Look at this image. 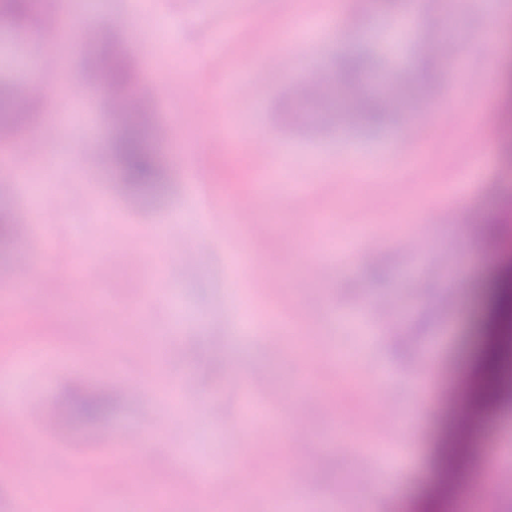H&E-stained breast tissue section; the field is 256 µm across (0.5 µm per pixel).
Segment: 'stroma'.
<instances>
[{
    "label": "stroma",
    "mask_w": 512,
    "mask_h": 512,
    "mask_svg": "<svg viewBox=\"0 0 512 512\" xmlns=\"http://www.w3.org/2000/svg\"><path fill=\"white\" fill-rule=\"evenodd\" d=\"M77 2L66 0L62 36L73 92L48 89L25 133L39 147L34 174L47 177L48 193L29 208L24 189L0 173V209L25 222L0 248V288L26 271L33 291L0 311V385L15 407L36 397L54 415L72 387L111 385L98 367L108 349L146 389L55 432L26 416L25 432L0 435V446L33 453V467L57 483L100 487L126 512H142L152 487L170 490L169 512H444L453 496L459 512H512V484L493 469L512 464V396L485 400L478 431L467 429L462 404L483 381L484 352L499 344L493 291L512 265V83L485 78L512 71V29L503 45L485 42L489 21L474 0H403V10L418 12L410 29L377 0H162L177 23L169 36L132 0H95L100 20L119 23L115 47L166 130L156 143L164 185L132 200L120 172L97 164L111 108L86 92ZM452 11L462 17L454 51L441 62L443 82L418 87L420 110L397 112L374 132L317 117L306 133L292 127L281 109L291 79L351 50L415 76L419 44L449 32ZM321 16L328 24L309 31ZM304 35L309 55L284 74L276 57ZM36 65L25 31L0 26V70L21 85ZM202 67V91L222 110L195 103L190 83ZM423 125L428 136L415 137ZM257 135L271 154L249 152ZM192 151L206 153L211 170L198 194L188 182ZM262 173L283 195L278 214L259 206L198 231L203 214L250 193ZM413 234L425 239L421 251L400 245ZM106 236L112 268L102 273L89 248ZM130 237L144 247L135 269L120 256ZM249 250L267 269L264 289L249 287ZM185 251L198 261L181 264ZM72 277L114 302L97 331L82 321L85 299L64 294ZM38 348L77 360L50 372ZM185 378L196 396L168 407V389ZM376 397L391 403L393 428L376 430ZM217 398L223 415L206 413ZM255 428L265 433L257 445ZM128 433L143 434L147 452L134 480L113 455ZM443 448L466 460L465 491L442 479ZM228 464L241 468L249 491L226 509L203 497L198 472ZM292 467L303 484L279 501L261 494ZM21 502L27 512H88L94 500L50 497L41 483L1 472L0 512Z\"/></svg>",
    "instance_id": "1"
}]
</instances>
